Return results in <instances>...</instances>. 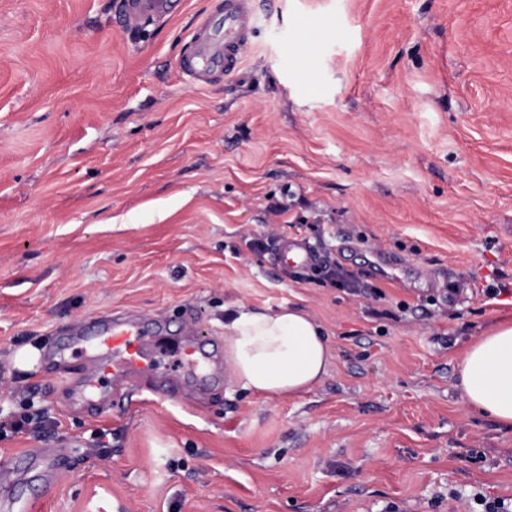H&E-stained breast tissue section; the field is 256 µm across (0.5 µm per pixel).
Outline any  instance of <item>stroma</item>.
<instances>
[{
	"label": "stroma",
	"mask_w": 512,
	"mask_h": 512,
	"mask_svg": "<svg viewBox=\"0 0 512 512\" xmlns=\"http://www.w3.org/2000/svg\"><path fill=\"white\" fill-rule=\"evenodd\" d=\"M219 0L144 29L124 0H0V412L50 437L0 441L37 512H466L512 498V430L468 410L455 365L512 316V0H255L232 75L180 71ZM285 205L276 213L275 205ZM287 241L349 285L284 265ZM400 262L372 271L373 254ZM304 307L334 360L264 399L222 379L81 412L77 360L16 366L112 310ZM111 454L94 455L97 443ZM21 409L22 411L9 413L3 419L0 417V438H7L8 433L40 436L52 424L48 411L42 407L34 409L30 400ZM64 456L65 451L63 448H58L51 454H45L42 448H31L21 458L26 460L24 465L28 462L32 466L36 462L42 463L45 476H51L65 468L66 461Z\"/></svg>",
	"instance_id": "35a3bbf8"
}]
</instances>
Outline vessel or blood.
Masks as SVG:
<instances>
[{
    "label": "vessel or blood",
    "mask_w": 512,
    "mask_h": 512,
    "mask_svg": "<svg viewBox=\"0 0 512 512\" xmlns=\"http://www.w3.org/2000/svg\"><path fill=\"white\" fill-rule=\"evenodd\" d=\"M175 0H131L126 17L136 27L151 16L170 12ZM256 13L253 0H224L216 23L191 34L194 50L181 67L191 77H203L214 68L232 74L241 67L251 45ZM218 341L184 326L180 335L169 334L160 323L134 313L94 316L89 327L73 329L60 353L82 357L81 380L73 392L75 402L101 413L132 403L140 383L152 384L157 393L177 397L185 388L205 393L222 372ZM24 458L42 463L45 475L66 466L64 449L44 453L29 449Z\"/></svg>",
    "instance_id": "1"
}]
</instances>
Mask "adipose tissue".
<instances>
[{
  "label": "adipose tissue",
  "instance_id": "1",
  "mask_svg": "<svg viewBox=\"0 0 512 512\" xmlns=\"http://www.w3.org/2000/svg\"><path fill=\"white\" fill-rule=\"evenodd\" d=\"M224 357L232 381L271 399L310 391L328 374L334 353L303 307L240 304L224 316ZM456 369L467 406L512 428V319L498 321L468 346Z\"/></svg>",
  "mask_w": 512,
  "mask_h": 512
}]
</instances>
